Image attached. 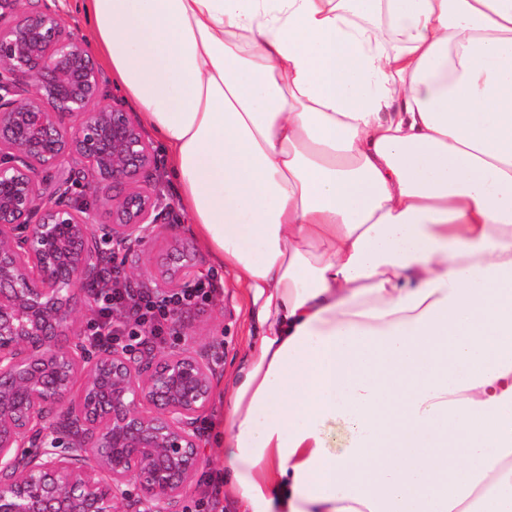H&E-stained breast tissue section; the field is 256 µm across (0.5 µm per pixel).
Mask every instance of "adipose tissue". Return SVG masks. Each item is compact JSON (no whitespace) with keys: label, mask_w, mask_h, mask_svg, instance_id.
Instances as JSON below:
<instances>
[{"label":"adipose tissue","mask_w":512,"mask_h":512,"mask_svg":"<svg viewBox=\"0 0 512 512\" xmlns=\"http://www.w3.org/2000/svg\"><path fill=\"white\" fill-rule=\"evenodd\" d=\"M264 333L244 512H512V0H76Z\"/></svg>","instance_id":"adipose-tissue-1"}]
</instances>
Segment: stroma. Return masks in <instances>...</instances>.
<instances>
[{
	"instance_id": "35a3bbf8",
	"label": "stroma",
	"mask_w": 512,
	"mask_h": 512,
	"mask_svg": "<svg viewBox=\"0 0 512 512\" xmlns=\"http://www.w3.org/2000/svg\"><path fill=\"white\" fill-rule=\"evenodd\" d=\"M156 165L147 183L157 199L165 220L173 232L185 239L190 250L196 251L199 268L196 278L217 283L221 293L210 302L183 312L181 326L171 327L162 342L155 347L161 355L175 347L220 343L221 359L216 367V379L208 412L201 420L205 462L191 492L180 504V512H206L201 506L202 491L211 477L224 471V448L220 443V420L224 414V395L233 370L242 362L250 344L257 342L261 330L248 315L244 290L232 270L215 263L203 250L195 227L179 203L175 181L168 171V159L161 145L153 147Z\"/></svg>"
}]
</instances>
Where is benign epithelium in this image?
Returning <instances> with one entry per match:
<instances>
[{"label":"benign epithelium","mask_w":512,"mask_h":512,"mask_svg":"<svg viewBox=\"0 0 512 512\" xmlns=\"http://www.w3.org/2000/svg\"><path fill=\"white\" fill-rule=\"evenodd\" d=\"M154 163L56 0H0V512H176L202 467L208 355L81 342L104 258L165 240L161 294L196 267L143 185ZM110 186L93 224L89 198Z\"/></svg>","instance_id":"obj_1"}]
</instances>
